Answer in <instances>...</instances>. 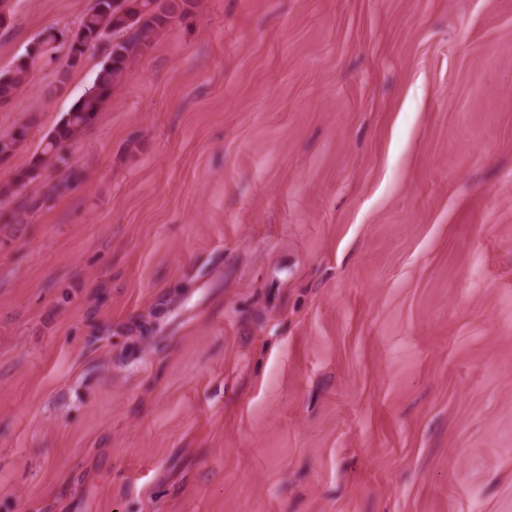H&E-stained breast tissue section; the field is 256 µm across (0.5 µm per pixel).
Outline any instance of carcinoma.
Returning <instances> with one entry per match:
<instances>
[{
    "instance_id": "cac0c4a2",
    "label": "carcinoma",
    "mask_w": 512,
    "mask_h": 512,
    "mask_svg": "<svg viewBox=\"0 0 512 512\" xmlns=\"http://www.w3.org/2000/svg\"><path fill=\"white\" fill-rule=\"evenodd\" d=\"M127 10L118 6L99 4L93 6L82 18L79 29L93 40L103 33L112 36V47L97 71L93 85L100 88L95 95L82 94L71 109L45 135L39 151L35 152L29 166L15 179L0 185V205L11 206V213L0 225V233L12 235L26 223L28 215L40 210L46 202L72 189L82 181L83 171L70 164L69 146L89 126L112 94L127 82L131 67L142 58L156 40L177 21L192 17L199 8V0H124ZM39 55L27 53L10 76L0 78V104L8 103L26 82L32 64ZM29 123L15 129L10 135L0 137V161L8 159L27 138ZM59 176L48 183L41 196L22 194L26 185L37 178H47L49 173Z\"/></svg>"
}]
</instances>
